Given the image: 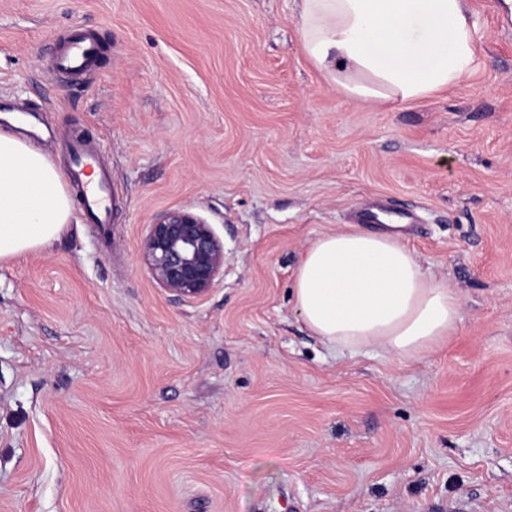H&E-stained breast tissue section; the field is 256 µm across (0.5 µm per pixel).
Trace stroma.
Listing matches in <instances>:
<instances>
[{
  "label": "stroma",
  "mask_w": 512,
  "mask_h": 512,
  "mask_svg": "<svg viewBox=\"0 0 512 512\" xmlns=\"http://www.w3.org/2000/svg\"><path fill=\"white\" fill-rule=\"evenodd\" d=\"M474 62L408 102L343 93L297 0H0V127L97 150L112 221L0 264V512H512V8L467 0ZM77 28L101 52L64 86ZM184 208L224 243L197 298L140 259ZM461 299L416 362L307 329L300 255L359 210Z\"/></svg>",
  "instance_id": "obj_1"
}]
</instances>
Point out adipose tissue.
Wrapping results in <instances>:
<instances>
[{
  "label": "adipose tissue",
  "instance_id": "adipose-tissue-1",
  "mask_svg": "<svg viewBox=\"0 0 512 512\" xmlns=\"http://www.w3.org/2000/svg\"><path fill=\"white\" fill-rule=\"evenodd\" d=\"M298 31L337 90L368 102L429 96L474 61L466 0H300ZM71 216L49 155L0 131V261L47 247ZM293 295L325 345L354 354L381 347L407 361L456 331L461 305L385 227L318 238L297 264Z\"/></svg>",
  "mask_w": 512,
  "mask_h": 512
}]
</instances>
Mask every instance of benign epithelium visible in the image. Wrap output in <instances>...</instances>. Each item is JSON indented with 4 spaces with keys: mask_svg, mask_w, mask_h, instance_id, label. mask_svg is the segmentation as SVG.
Here are the masks:
<instances>
[{
    "mask_svg": "<svg viewBox=\"0 0 512 512\" xmlns=\"http://www.w3.org/2000/svg\"><path fill=\"white\" fill-rule=\"evenodd\" d=\"M140 253L156 282L177 297L201 296L224 274V243L212 225L186 209L159 215Z\"/></svg>",
    "mask_w": 512,
    "mask_h": 512,
    "instance_id": "1",
    "label": "benign epithelium"
}]
</instances>
